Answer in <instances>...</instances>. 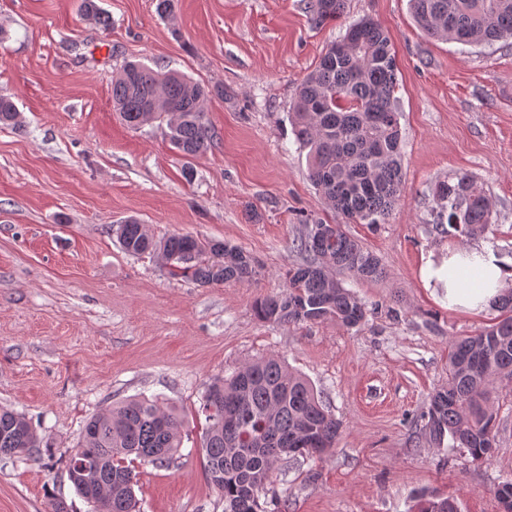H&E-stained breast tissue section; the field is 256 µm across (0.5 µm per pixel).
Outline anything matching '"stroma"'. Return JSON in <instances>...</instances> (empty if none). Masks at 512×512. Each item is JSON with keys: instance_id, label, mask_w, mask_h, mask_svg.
Here are the masks:
<instances>
[{"instance_id": "1", "label": "stroma", "mask_w": 512, "mask_h": 512, "mask_svg": "<svg viewBox=\"0 0 512 512\" xmlns=\"http://www.w3.org/2000/svg\"><path fill=\"white\" fill-rule=\"evenodd\" d=\"M0 0V95L23 126L0 124V406L47 441L38 460L0 457V512H93L63 461L86 419L132 396L156 397L182 421L183 455L136 467L141 512H224L208 483L200 410L215 376L261 356L305 374L342 423L332 455L280 464L264 512H409L429 491L462 512H500L491 489L512 479V382L497 381V449L488 461L415 443L417 417L448 382V345L498 313L449 308L421 269L455 238L432 229L433 190L472 175L495 203L474 240L512 260V39L470 47L427 36L408 0H345L313 26L304 0ZM371 17L396 55L404 195L386 223L345 224L309 178L288 118L297 86L346 25ZM129 60L220 84L206 118L211 151L185 162L166 125L128 126L112 77ZM193 179H185V165ZM345 224L382 262L380 281L348 280L375 312L358 330L333 321L259 320L256 300L280 293L298 262L300 216ZM134 218L149 235L224 240L261 265L258 283L201 287L156 256L122 251L109 225Z\"/></svg>"}]
</instances>
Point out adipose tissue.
Wrapping results in <instances>:
<instances>
[{"label": "adipose tissue", "instance_id": "obj_1", "mask_svg": "<svg viewBox=\"0 0 512 512\" xmlns=\"http://www.w3.org/2000/svg\"><path fill=\"white\" fill-rule=\"evenodd\" d=\"M424 279L443 283L449 307L479 312L512 282V268L489 249L465 247L450 250L444 263L427 262Z\"/></svg>", "mask_w": 512, "mask_h": 512}]
</instances>
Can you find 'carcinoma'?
<instances>
[{"mask_svg": "<svg viewBox=\"0 0 512 512\" xmlns=\"http://www.w3.org/2000/svg\"><path fill=\"white\" fill-rule=\"evenodd\" d=\"M413 17L432 37L462 45H490L512 36V0H410ZM345 0H307L310 22L339 19ZM85 16L107 29L111 21L94 0ZM397 64L379 23L362 18L332 42L295 93L291 120L308 149L310 178L327 203L350 222L384 224L401 201L402 135L396 105ZM224 98V87L200 84L140 61L125 63L112 79V106L131 127L166 123L178 153L192 159L214 147L205 103ZM14 100L0 96V122L21 127ZM435 230L462 245L492 226L494 205L467 174L434 188ZM128 254L153 253L170 273L202 287L253 283L261 268L237 246L192 235L156 241L134 219L110 226ZM292 246L301 262L288 268L286 289L257 300L265 322L304 324L333 320L353 329L371 310L344 279L385 276L380 260L340 224L303 220ZM501 318L473 335L453 339L448 351V385L430 399L422 434L438 445L465 448L475 461L496 449V413L488 404L495 379L512 380V288L496 301ZM202 410L204 470L224 499V512H261L276 464L298 456L321 458L336 447L341 424L320 401L310 382L279 358L255 359L209 385ZM42 438L23 414L0 408V456L41 457ZM182 447L181 421L158 398L127 399L93 415L76 445L87 467L71 481L81 498L97 497L96 512H140L135 463L169 466ZM415 512H461L450 498L420 495Z\"/></svg>", "mask_w": 512, "mask_h": 512, "instance_id": "carcinoma-1", "label": "carcinoma"}]
</instances>
